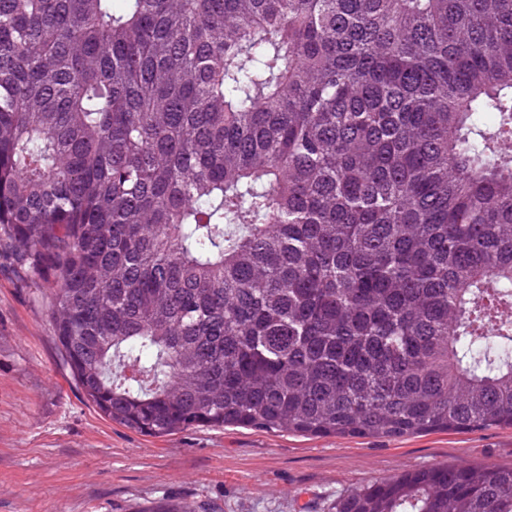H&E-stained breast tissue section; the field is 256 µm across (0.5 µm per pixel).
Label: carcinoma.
Returning a JSON list of instances; mask_svg holds the SVG:
<instances>
[{
  "label": "carcinoma",
  "instance_id": "carcinoma-1",
  "mask_svg": "<svg viewBox=\"0 0 512 512\" xmlns=\"http://www.w3.org/2000/svg\"><path fill=\"white\" fill-rule=\"evenodd\" d=\"M140 433L512 427V0H0V252ZM336 512H512L434 466Z\"/></svg>",
  "mask_w": 512,
  "mask_h": 512
}]
</instances>
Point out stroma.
Instances as JSON below:
<instances>
[{
    "label": "stroma",
    "instance_id": "35a3bbf8",
    "mask_svg": "<svg viewBox=\"0 0 512 512\" xmlns=\"http://www.w3.org/2000/svg\"><path fill=\"white\" fill-rule=\"evenodd\" d=\"M49 294L0 257V512H333L338 495L413 469L512 468V428L501 426L398 438L237 427L141 434L76 388Z\"/></svg>",
    "mask_w": 512,
    "mask_h": 512
}]
</instances>
